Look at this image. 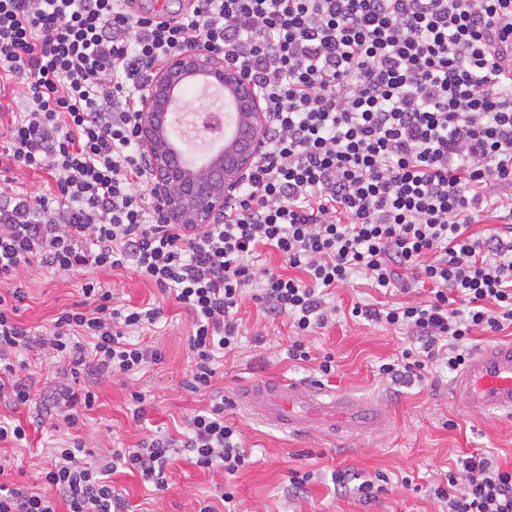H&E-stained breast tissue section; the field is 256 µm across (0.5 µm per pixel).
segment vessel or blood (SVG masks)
<instances>
[{
	"instance_id": "b4317fda",
	"label": "vessel or blood",
	"mask_w": 512,
	"mask_h": 512,
	"mask_svg": "<svg viewBox=\"0 0 512 512\" xmlns=\"http://www.w3.org/2000/svg\"><path fill=\"white\" fill-rule=\"evenodd\" d=\"M451 397L473 413L512 417V343L477 348L452 387ZM234 403L240 410L291 435L302 433L317 422L331 436L354 438L389 423L387 416L369 401L353 402L294 382L244 385Z\"/></svg>"
}]
</instances>
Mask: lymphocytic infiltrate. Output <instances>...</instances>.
<instances>
[{
  "mask_svg": "<svg viewBox=\"0 0 512 512\" xmlns=\"http://www.w3.org/2000/svg\"><path fill=\"white\" fill-rule=\"evenodd\" d=\"M130 3L0 0L1 403L31 402L22 356L37 353L59 366L49 412L74 429L101 376L162 360L137 338L160 309L119 303L97 270H133L185 311L197 392L213 391L241 341L243 297L291 320L287 358L302 364L305 336L331 321L328 296L357 272L378 288L432 286L424 304L351 310L409 331L401 359L379 367L390 380L433 362L460 372L475 332L512 327V227L470 231L485 210L512 215V72L492 54L512 33V0H189L161 18ZM198 46L237 65L267 121L223 215L167 224L138 113L153 66ZM20 171L43 180L20 186ZM267 249L288 272L259 264ZM34 263L86 276L83 301L41 331L20 319ZM182 456L228 476L248 466L223 402L178 438L65 442L44 472L49 493L0 483V512H128L110 481L118 466L160 489ZM435 495L446 512H512V468L468 455Z\"/></svg>",
  "mask_w": 512,
  "mask_h": 512,
  "instance_id": "f902f5d3",
  "label": "lymphocytic infiltrate"
}]
</instances>
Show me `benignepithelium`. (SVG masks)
Returning a JSON list of instances; mask_svg holds the SVG:
<instances>
[{
    "label": "benign epithelium",
    "mask_w": 512,
    "mask_h": 512,
    "mask_svg": "<svg viewBox=\"0 0 512 512\" xmlns=\"http://www.w3.org/2000/svg\"><path fill=\"white\" fill-rule=\"evenodd\" d=\"M206 74L232 94L234 125L220 156L197 165L182 164L187 153L173 147L163 131L173 94L189 78ZM141 147L151 158L155 192L163 202L168 224H209L224 212V202L243 182V171L259 149L265 124L259 97L253 85L233 63L221 60L203 48L175 52L156 66L141 101Z\"/></svg>",
    "instance_id": "1"
}]
</instances>
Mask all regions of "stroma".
Instances as JSON below:
<instances>
[{"label": "stroma", "mask_w": 512, "mask_h": 512, "mask_svg": "<svg viewBox=\"0 0 512 512\" xmlns=\"http://www.w3.org/2000/svg\"><path fill=\"white\" fill-rule=\"evenodd\" d=\"M96 279L114 289L122 303L153 304L162 311L156 327L144 340L161 350V362L132 376L107 378L97 390L98 398L88 411L80 435L87 446L106 442L113 448H128L153 436H177L187 414L205 408L211 397L192 392L188 337L191 323L185 311L163 297L150 282L129 270L96 272ZM84 280L77 274L60 278L42 268H32L23 279L27 297L21 310L25 324L43 328L59 309L79 302ZM388 297L362 277L336 290L338 311L327 327L305 338L312 360L297 367L286 360L285 350L295 338L289 320L267 321L251 298H243L238 316L242 320L239 349L219 366L215 385L232 397L250 382L284 379L301 384L321 382L325 391L367 398L389 416L388 426L356 440H340L314 428L295 437L225 405L224 417L241 432L250 463L227 479L222 474L199 469L191 460L178 458L167 469L166 489L143 482L137 472L118 469L112 484L121 493L130 512H198L211 505L222 512V494L232 493L235 512H439L437 487L445 485L449 470L459 456L484 452L501 467H512V418L477 415L457 407L450 390L456 380L441 366H432L423 379L411 384H392L379 375L380 364L400 357L409 344L406 331L356 319L354 304L381 305ZM332 356L336 371L317 379V359ZM29 377L37 399L10 409L0 404V416L20 420L29 440L22 445H0V458L9 461V472L0 477L8 485L41 492L40 477L50 459V450L64 442L66 429H54L52 420H40L39 397L50 394L57 381V365L28 355ZM147 398L144 417H137L131 392ZM313 472L306 492L289 499L286 490L293 472ZM344 474L348 489L334 490L332 472ZM384 475L386 481L376 499L363 503L361 481Z\"/></svg>", "instance_id": "stroma-1"}]
</instances>
